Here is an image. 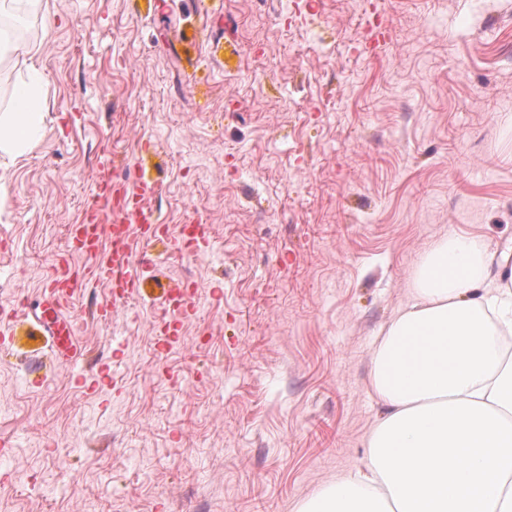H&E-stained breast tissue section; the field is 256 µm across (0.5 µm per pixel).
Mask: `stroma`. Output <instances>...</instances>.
Here are the masks:
<instances>
[{
    "mask_svg": "<svg viewBox=\"0 0 512 512\" xmlns=\"http://www.w3.org/2000/svg\"><path fill=\"white\" fill-rule=\"evenodd\" d=\"M48 2L24 18L48 112L8 171L0 315L36 303L95 180L142 175L168 233L137 257L198 311L162 351L149 299L95 319L100 284L73 366L12 344L0 512H294L365 456L371 353L425 247L512 239V0ZM192 217L208 250H171Z\"/></svg>",
    "mask_w": 512,
    "mask_h": 512,
    "instance_id": "stroma-1",
    "label": "stroma"
}]
</instances>
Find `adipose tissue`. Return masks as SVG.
<instances>
[{
  "instance_id": "ef3b65f1",
  "label": "adipose tissue",
  "mask_w": 512,
  "mask_h": 512,
  "mask_svg": "<svg viewBox=\"0 0 512 512\" xmlns=\"http://www.w3.org/2000/svg\"><path fill=\"white\" fill-rule=\"evenodd\" d=\"M40 46L0 27V68L17 72L0 111V157L44 135ZM476 234L435 240L421 255L412 299L372 351L370 388L383 409L364 460L295 512H512V276L491 270Z\"/></svg>"
}]
</instances>
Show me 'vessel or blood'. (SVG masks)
<instances>
[{
  "instance_id": "vessel-or-blood-1",
  "label": "vessel or blood",
  "mask_w": 512,
  "mask_h": 512,
  "mask_svg": "<svg viewBox=\"0 0 512 512\" xmlns=\"http://www.w3.org/2000/svg\"><path fill=\"white\" fill-rule=\"evenodd\" d=\"M157 185L146 178L135 183L105 179L95 187L80 223L69 225L67 237L71 257L58 264L48 280V293L40 302V320L53 338L54 349L62 361L73 362L74 326L62 314L65 304L82 299L90 286L105 281L112 288L109 301L99 303L95 315L111 320L112 314L128 300L141 296L145 274L133 251L134 240L152 241L160 224L151 201ZM209 245L205 225L195 227L192 239L176 237L175 250L204 253ZM163 322L185 318L197 311L191 293L170 291L158 298Z\"/></svg>"
}]
</instances>
